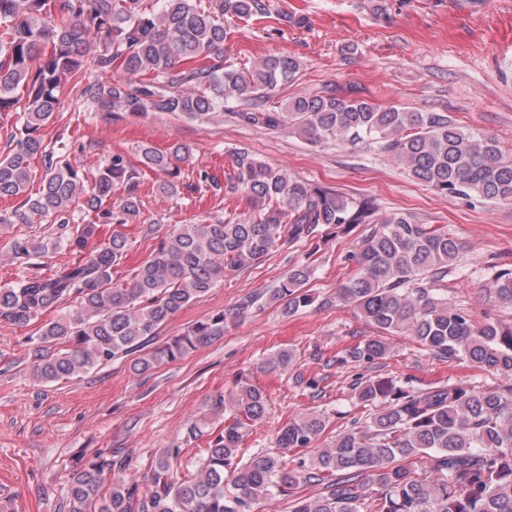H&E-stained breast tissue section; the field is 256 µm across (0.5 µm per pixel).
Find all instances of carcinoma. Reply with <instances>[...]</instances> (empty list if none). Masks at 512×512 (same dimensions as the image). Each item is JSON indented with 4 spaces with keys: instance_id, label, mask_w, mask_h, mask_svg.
<instances>
[{
    "instance_id": "1",
    "label": "carcinoma",
    "mask_w": 512,
    "mask_h": 512,
    "mask_svg": "<svg viewBox=\"0 0 512 512\" xmlns=\"http://www.w3.org/2000/svg\"><path fill=\"white\" fill-rule=\"evenodd\" d=\"M267 13L265 0H0V112L20 111L14 148L0 157V197H24L0 212V228L54 218L57 236L14 241L16 258H46L66 248L77 256L62 272L30 274L0 286V319L27 325L67 302L73 310L43 324L33 343L32 373L40 381L77 379L120 356L139 353L131 369L145 374L177 361L224 335L227 314L194 323L160 349L145 351L158 327L224 278L270 254L313 240L324 226L345 234L363 224L369 233L348 254L351 276L336 301L354 308L380 332L345 351L354 363L385 358L384 336L410 333L443 361L466 362L495 372L506 384L480 390L448 384L416 388L393 377L358 379L356 395L374 409L367 421L336 434L325 448L294 462L285 453L312 448L326 429L324 414L310 412L277 431L280 455L260 451L237 459L243 430L262 424L268 401L258 386L243 383L226 397L211 398L217 422L207 435L194 477L179 481L170 457L160 456L152 490L140 493L112 449L96 451L67 485L69 512H253V505L301 483L325 486L327 494L300 497L292 512H512V325L477 326L448 306V271L461 245L444 225L420 224L412 216L378 214L368 198L346 197L330 187L292 179L246 151L233 154L229 189L242 191L257 212L177 224L129 281L113 282L129 250L122 228L140 215L135 172L121 155L99 168L95 184L82 170L47 149L43 130L56 118L66 91L77 90L94 112L182 113L209 119L227 115L241 125L288 128L311 143L363 146L389 156L414 181L450 199L476 195L512 203V157L495 137L459 126L446 112L380 108L334 94L303 95L282 111L265 107L276 88L301 69L294 56H273L246 70L224 67V17ZM200 58L205 63L188 67ZM145 80L112 77L114 65ZM94 75H86L87 69ZM243 99L251 107L224 113ZM41 160L42 169L32 166ZM191 149L168 151L145 145L140 163L162 176L160 192L179 198L192 186L180 164ZM39 178L36 196H25ZM125 194L115 205L112 186ZM110 224L107 242L89 251L99 225ZM314 276L310 257L296 262L269 300L289 314L311 304L306 290ZM489 294L512 308V268L491 275ZM64 342L56 352L50 347ZM294 361L283 349L261 370L280 375Z\"/></svg>"
}]
</instances>
